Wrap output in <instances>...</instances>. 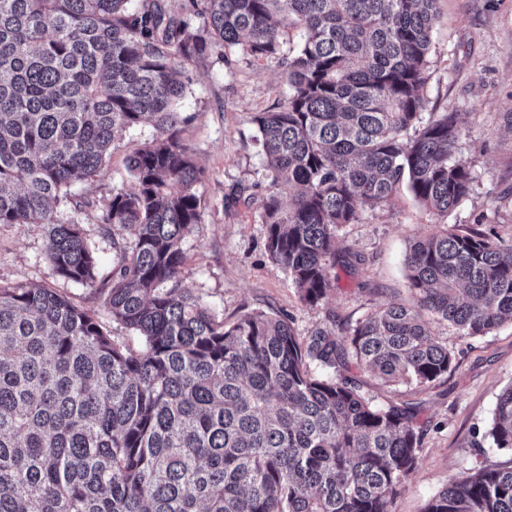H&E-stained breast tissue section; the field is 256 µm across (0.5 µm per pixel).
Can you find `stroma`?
I'll use <instances>...</instances> for the list:
<instances>
[{"label":"stroma","mask_w":512,"mask_h":512,"mask_svg":"<svg viewBox=\"0 0 512 512\" xmlns=\"http://www.w3.org/2000/svg\"><path fill=\"white\" fill-rule=\"evenodd\" d=\"M437 7L425 106L457 115L462 135L455 154L473 171L472 191L442 217L403 188L383 207L362 212L359 223L342 228L337 243L339 250L364 256V265L355 274L340 273L335 288L314 306L300 301L287 273L268 258L256 206L231 201L241 185L260 196L268 192L253 117L275 110L286 97L280 67L220 47L205 61L184 66L185 93L176 105L186 119L181 140L205 178L197 187L203 221L182 242L181 285L216 319L230 324L252 310L286 314L302 337L318 325L345 327L387 301L412 302L406 256L412 241L433 232L435 224L512 239V0H438ZM152 134L148 125L128 132L114 143L103 170L76 181L73 193L101 205L113 190L129 187L126 159ZM57 210L61 218L78 221L101 275H108L118 256L95 208L76 212L62 203ZM47 237L43 224L0 225V285H48L99 310L89 289L56 276ZM431 327L454 357L452 369L438 381L425 387L386 385L369 373L357 375L363 393L377 405L409 403L418 410L423 429L418 461L395 502L396 512H423L450 479L473 468L512 464L511 453L472 445L487 429L499 394L512 385V325L471 339L443 322Z\"/></svg>","instance_id":"stroma-1"}]
</instances>
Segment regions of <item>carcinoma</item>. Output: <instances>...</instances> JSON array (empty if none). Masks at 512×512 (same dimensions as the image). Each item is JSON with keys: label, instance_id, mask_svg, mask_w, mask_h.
<instances>
[{"label": "carcinoma", "instance_id": "carcinoma-1", "mask_svg": "<svg viewBox=\"0 0 512 512\" xmlns=\"http://www.w3.org/2000/svg\"><path fill=\"white\" fill-rule=\"evenodd\" d=\"M130 2L0 0V225H47L55 275L140 341L56 288L0 285V512H394L417 464V411L373 404L348 357L393 385L447 374L430 319L463 338L512 323V240L436 225L407 258L415 302L341 334L300 337L289 316L257 310L227 326L181 286L204 171L174 105L179 67L217 46L283 67V103L254 117L273 188L258 217L269 258L314 306L336 266L362 264L336 251L362 211L403 185L437 216L470 194L456 115L425 112L438 0H190L197 25L164 0ZM291 27L301 37L285 53ZM144 124L155 135L127 159L132 183L98 216L120 256L105 288L56 206L88 205L72 183ZM483 438L512 452V385ZM424 512H512V466L472 469Z\"/></svg>", "mask_w": 512, "mask_h": 512}]
</instances>
